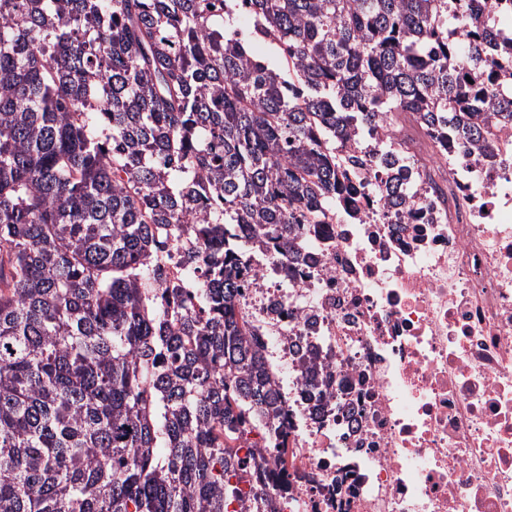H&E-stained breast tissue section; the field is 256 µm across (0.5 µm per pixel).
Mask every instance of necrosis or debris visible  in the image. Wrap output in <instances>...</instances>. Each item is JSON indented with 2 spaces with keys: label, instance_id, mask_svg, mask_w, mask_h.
I'll use <instances>...</instances> for the list:
<instances>
[{
  "label": "necrosis or debris",
  "instance_id": "obj_1",
  "mask_svg": "<svg viewBox=\"0 0 512 512\" xmlns=\"http://www.w3.org/2000/svg\"><path fill=\"white\" fill-rule=\"evenodd\" d=\"M401 143L412 197L394 206L374 156ZM361 164L336 221L308 228L307 267L256 247L248 322L289 424L288 452L251 431L227 512H512V125L437 150L413 117L345 144ZM330 401L316 412L305 371ZM287 471L288 487L264 484Z\"/></svg>",
  "mask_w": 512,
  "mask_h": 512
}]
</instances>
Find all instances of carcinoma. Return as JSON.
<instances>
[{"mask_svg": "<svg viewBox=\"0 0 512 512\" xmlns=\"http://www.w3.org/2000/svg\"><path fill=\"white\" fill-rule=\"evenodd\" d=\"M488 2L0 0V512H224L234 443L288 447L242 254L304 260L337 147L382 121L469 146L512 122ZM176 240L203 287L147 282ZM233 29L242 34V38L249 40L255 53L267 60L271 65H278L280 56L275 44L264 41H256L250 37L253 30V20L247 16H239L234 20Z\"/></svg>", "mask_w": 512, "mask_h": 512, "instance_id": "cac0c4a2", "label": "carcinoma"}]
</instances>
